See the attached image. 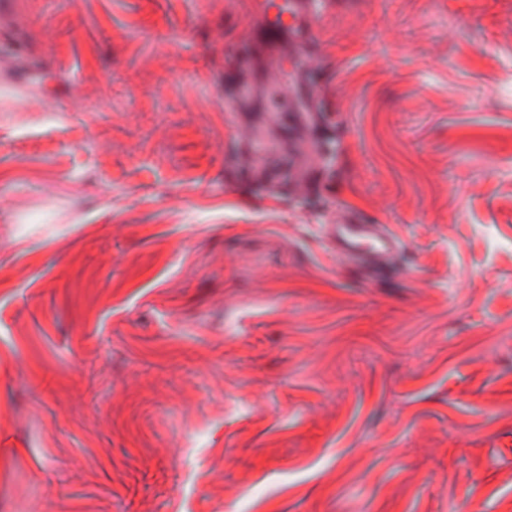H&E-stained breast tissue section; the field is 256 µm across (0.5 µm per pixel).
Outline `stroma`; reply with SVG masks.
Instances as JSON below:
<instances>
[{
    "mask_svg": "<svg viewBox=\"0 0 512 512\" xmlns=\"http://www.w3.org/2000/svg\"><path fill=\"white\" fill-rule=\"evenodd\" d=\"M292 24L0 0V512H512V0ZM328 224L325 234L339 258L360 263L383 264L401 250V241L389 224Z\"/></svg>",
    "mask_w": 512,
    "mask_h": 512,
    "instance_id": "obj_1",
    "label": "stroma"
}]
</instances>
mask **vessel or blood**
Segmentation results:
<instances>
[{
	"label": "vessel or blood",
	"mask_w": 512,
	"mask_h": 512,
	"mask_svg": "<svg viewBox=\"0 0 512 512\" xmlns=\"http://www.w3.org/2000/svg\"><path fill=\"white\" fill-rule=\"evenodd\" d=\"M325 234L338 257L360 263H384L401 249V241L387 224H329Z\"/></svg>",
	"instance_id": "1"
}]
</instances>
